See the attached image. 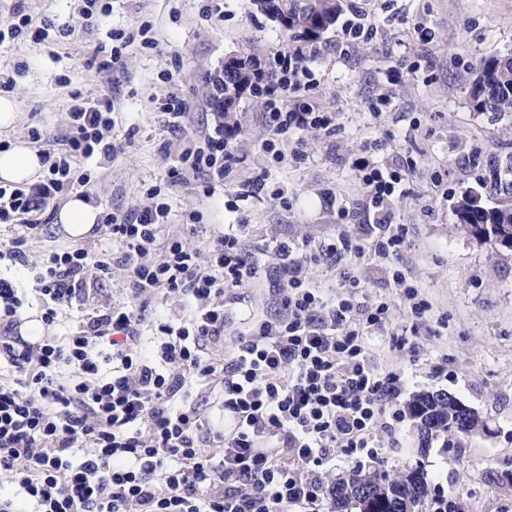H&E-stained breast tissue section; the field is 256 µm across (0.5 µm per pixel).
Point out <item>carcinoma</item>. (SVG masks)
I'll return each mask as SVG.
<instances>
[{"mask_svg": "<svg viewBox=\"0 0 512 512\" xmlns=\"http://www.w3.org/2000/svg\"><path fill=\"white\" fill-rule=\"evenodd\" d=\"M257 10L282 27L293 50L294 65L302 68L319 51L324 34L336 24L344 0H254ZM254 70L243 65L224 69V118L231 116L233 101L251 82ZM478 112L512 113V54L492 57L477 70L470 91ZM456 217L478 238L499 245L512 237V203L487 209L467 193L457 202ZM414 420L420 447L452 431L467 434L484 427L480 416L452 395L422 392L407 404ZM428 493L422 470L414 468L392 479L380 471L356 469L333 483L330 490L333 512H423Z\"/></svg>", "mask_w": 512, "mask_h": 512, "instance_id": "carcinoma-1", "label": "carcinoma"}]
</instances>
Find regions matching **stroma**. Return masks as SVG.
I'll return each instance as SVG.
<instances>
[{"mask_svg": "<svg viewBox=\"0 0 512 512\" xmlns=\"http://www.w3.org/2000/svg\"><path fill=\"white\" fill-rule=\"evenodd\" d=\"M206 4L213 14H203ZM144 24L151 27L152 48L128 47L107 78L87 66L96 54H109L113 34ZM356 24L365 31L355 37L347 28ZM287 49L279 24L260 14L254 0H112L111 14L90 42L66 46L54 30L39 45L0 44V73L12 77L7 94L18 106L17 122L0 133V143L29 140L35 128L51 134L63 128L70 92H109L111 135L120 150L109 163L96 156L82 161L91 176L92 206L124 214L158 185L168 189L166 234H175L191 209L211 236L240 225L239 236L258 261V279L241 290L240 302H227L235 320L268 316V290L280 276L275 241L323 245L346 226L371 222L355 158L370 152L385 166L405 170L406 191L394 198L391 221L408 227L402 266L430 309L418 319L394 306L383 330L368 336L370 352L401 377L397 408L415 394L445 391L480 415L485 427L470 435L449 433L423 449L405 415L397 426L401 450L380 462L361 459L359 466L392 476L419 466L429 485L458 492L470 512H502L512 506V485L498 481L502 472H512V249L465 232L454 206L465 193L478 195L486 208L512 198L491 176L512 164V114L477 112L469 103L481 62L512 52V0H347L307 64L311 79L287 101L291 108L304 102L330 113L335 134L302 131L299 141L281 144L283 159L275 161L264 149L265 99L248 92L235 103L242 129L234 141L233 174L207 197L199 195L196 177L172 183L182 136L212 119L206 75L243 51L255 53L266 69L276 52ZM24 59L28 71L16 72ZM168 72L175 82H165ZM170 93L187 103L174 124L155 103ZM22 234L28 237L27 265L2 261L0 276L28 288L43 254L74 241L55 223L31 232L0 227V240ZM354 265L363 299L395 297L389 271L371 255ZM92 280L95 305L134 298L122 268ZM443 359L444 377L432 372Z\"/></svg>", "mask_w": 512, "mask_h": 512, "instance_id": "35a3bbf8", "label": "stroma"}]
</instances>
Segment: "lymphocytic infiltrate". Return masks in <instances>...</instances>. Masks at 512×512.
I'll list each match as a JSON object with an SVG mask.
<instances>
[{
  "label": "lymphocytic infiltrate",
  "instance_id": "lymphocytic-infiltrate-1",
  "mask_svg": "<svg viewBox=\"0 0 512 512\" xmlns=\"http://www.w3.org/2000/svg\"><path fill=\"white\" fill-rule=\"evenodd\" d=\"M47 36L24 0L0 19V43L37 44ZM278 64L263 114L269 152L297 129H332L326 113L287 109L293 82L286 53ZM70 97L64 131L40 152L48 165L42 180L27 191L0 188L1 224L19 220L39 229L51 203L90 184L82 160L116 155L111 100L78 91ZM234 136L215 109L212 124L180 147L172 178L192 171L223 181L233 170ZM402 182L398 172L371 169L364 183L373 223L359 236L340 235L327 251L371 250L419 318L430 304L400 266L408 230L390 221ZM146 198L133 213L101 216L117 251L74 246L43 256L33 276L47 329L38 340L20 332L25 295L0 276V362L7 365L0 377V474L15 488L0 498V512H332L324 473L361 456L382 459L385 437L396 433L400 378L371 359L364 337L388 321L391 299L358 301V279L347 265L339 271L340 293L312 286L299 270L316 250L278 243L286 279L270 291L273 316L239 328L215 358L210 350L228 324L224 298L253 285L257 265L229 233L210 239L204 264L181 236L160 240L170 207L161 187L149 188ZM159 244L163 260L149 262ZM116 267L131 273L136 301L93 311L71 334L56 335L60 311L87 298V273ZM158 294L190 300V314L152 316L145 299ZM216 383L223 389L220 429L209 422V400L189 396Z\"/></svg>",
  "mask_w": 512,
  "mask_h": 512
}]
</instances>
